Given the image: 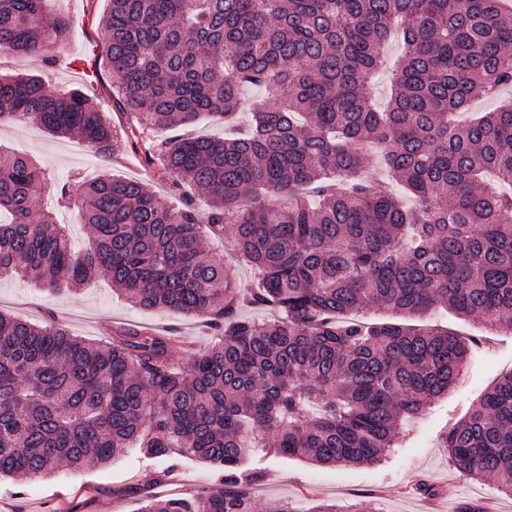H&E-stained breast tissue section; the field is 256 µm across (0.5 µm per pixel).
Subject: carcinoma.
<instances>
[{
  "instance_id": "1",
  "label": "carcinoma",
  "mask_w": 512,
  "mask_h": 512,
  "mask_svg": "<svg viewBox=\"0 0 512 512\" xmlns=\"http://www.w3.org/2000/svg\"><path fill=\"white\" fill-rule=\"evenodd\" d=\"M46 6L0 0V49L52 60L69 21ZM101 24L114 105L140 129L228 123L243 88L265 97L245 136L152 144L161 177L204 193L206 215L102 175L83 183L92 238L79 254L40 212L47 174L0 145V277L77 290L105 276L133 306L196 316L215 340L176 366L170 331L89 342L0 312V477L108 463L139 438L167 465L139 512H253L251 460L269 448L324 465L389 455L478 339L358 314L444 306L512 332V194L485 181L512 183V102L452 120L512 87V12L501 0H108ZM395 28L404 53L380 110L368 86ZM13 122L102 154L117 140L98 105L33 75L0 79V125ZM375 148L386 180L371 175ZM226 224L249 288L204 250ZM444 443L459 476L512 494V372ZM177 453L209 462L220 487L148 492Z\"/></svg>"
}]
</instances>
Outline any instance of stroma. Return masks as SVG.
I'll return each instance as SVG.
<instances>
[{
  "label": "stroma",
  "mask_w": 512,
  "mask_h": 512,
  "mask_svg": "<svg viewBox=\"0 0 512 512\" xmlns=\"http://www.w3.org/2000/svg\"><path fill=\"white\" fill-rule=\"evenodd\" d=\"M107 0H49L48 7L70 20L67 40L57 51L55 63L0 52V77L26 73L37 76L50 90L77 89L100 104L115 129L128 127L130 113L112 105V81L99 56L103 33L100 20ZM155 136L141 135L138 142L119 139L113 153L100 154L90 144L50 136L31 124L0 126V144L35 157L52 182L71 185L72 201L59 206L54 193H46L45 208L55 221L67 225L76 248H85L91 236L80 220L81 184L109 174L135 178L150 189L168 194L180 204L182 194L170 191L155 167L146 163L144 152ZM53 312L60 323L86 340L103 339L107 329L126 323L142 331L173 329L187 341L175 348L174 363L188 359V349H203L210 343L199 319L166 310L140 311L99 277L76 292L53 293L19 279L0 281V312L33 323ZM412 327L449 329L466 335L484 336L479 360L465 365L454 390L435 402L429 413L410 425L401 448L387 460L363 465H321L303 457L270 455L260 460L263 479L253 487L256 512H268L272 504L286 500L308 512L313 505L337 502L354 505L371 502L376 512H457L465 500L492 502L496 512H512V496L501 495L493 481L460 480L449 491L440 483L448 474L444 437L502 373L512 370V332L483 333L474 321L457 318L448 310L415 317ZM179 482L155 486L164 498H186L216 487L212 468L184 455L178 457ZM150 468L137 448L126 449L107 464H89L80 470L60 467L42 478L25 482L0 481V512H138V482Z\"/></svg>",
  "instance_id": "obj_1"
}]
</instances>
